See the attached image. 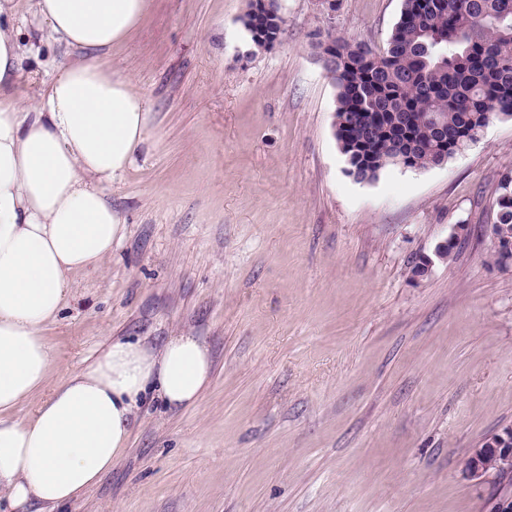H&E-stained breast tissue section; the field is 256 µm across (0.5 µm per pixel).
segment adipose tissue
<instances>
[{
	"label": "adipose tissue",
	"instance_id": "ef3b65f1",
	"mask_svg": "<svg viewBox=\"0 0 512 512\" xmlns=\"http://www.w3.org/2000/svg\"><path fill=\"white\" fill-rule=\"evenodd\" d=\"M147 0H34V16L0 0V495L14 512L30 503L57 512L86 495L128 448L140 398L196 406L211 378L195 336L162 346L116 338L95 360L50 385L54 352L44 329L73 295L71 276L99 273L125 220L106 189L144 141L147 107L131 79L98 56L124 41ZM51 36L73 57L35 98L20 96L22 71L37 75ZM34 415L16 408L41 389Z\"/></svg>",
	"mask_w": 512,
	"mask_h": 512
}]
</instances>
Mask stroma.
<instances>
[{"mask_svg": "<svg viewBox=\"0 0 512 512\" xmlns=\"http://www.w3.org/2000/svg\"><path fill=\"white\" fill-rule=\"evenodd\" d=\"M248 0H149L107 54L148 104L108 187L126 220L102 273L44 334L51 382L113 338L196 336L212 380L173 411L143 398L130 446L59 512H488L470 449L512 426V270L489 262L512 119L447 163L344 171L316 33L383 49L402 0H280L250 53ZM471 234L413 279L453 225Z\"/></svg>", "mask_w": 512, "mask_h": 512, "instance_id": "stroma-1", "label": "stroma"}]
</instances>
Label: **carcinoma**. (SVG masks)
<instances>
[{"mask_svg":"<svg viewBox=\"0 0 512 512\" xmlns=\"http://www.w3.org/2000/svg\"><path fill=\"white\" fill-rule=\"evenodd\" d=\"M250 41L275 43L287 19L277 0H248ZM321 63L336 90L335 137L346 174L372 183L392 167L425 170L477 139L493 119L512 117V0H403L386 49L329 29L317 34ZM371 112L388 120L371 128ZM448 125L435 129L431 117ZM497 242L512 239V182L501 183Z\"/></svg>","mask_w":512,"mask_h":512,"instance_id":"obj_1","label":"carcinoma"}]
</instances>
